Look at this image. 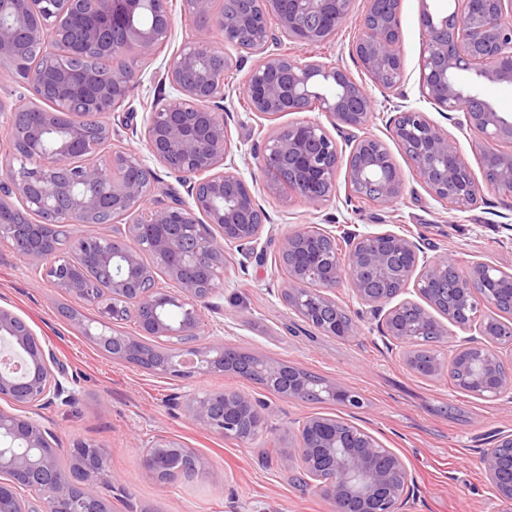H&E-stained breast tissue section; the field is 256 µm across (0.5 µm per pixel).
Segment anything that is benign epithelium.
<instances>
[{
	"instance_id": "obj_1",
	"label": "benign epithelium",
	"mask_w": 512,
	"mask_h": 512,
	"mask_svg": "<svg viewBox=\"0 0 512 512\" xmlns=\"http://www.w3.org/2000/svg\"><path fill=\"white\" fill-rule=\"evenodd\" d=\"M183 2L198 20L196 35L167 60L169 95L143 116L139 140L148 158L124 148L110 153L102 167L90 160L112 141V128L101 116L125 102L138 76L115 67L69 68L62 57L77 60L93 53L110 60L126 43L150 51L171 30L170 0H0V64L24 65L34 47L42 59L26 73L11 70L28 91L29 107L27 117L16 111L8 123L9 148L0 163V243L43 271L57 291L97 308L100 328L91 330L79 314L72 322L116 360L177 376L258 371L291 399L328 397L358 408L361 400L337 384L325 380L314 390L302 369L257 350L236 359V349L207 340L204 318L222 288L224 244L252 249L269 221L237 173L224 118V90L237 64L226 53L224 66L212 68L213 34L222 35L226 49L259 56L238 91L256 117L317 112L337 131L364 130L375 99L346 68L274 50L281 40L302 46L330 42L352 19L354 0H234L232 8L219 12L215 0ZM455 3L453 12L433 14L428 0H421L418 87L437 111L455 113L451 120L460 131L481 134L477 146L485 184L463 161L458 139L426 113L401 110L388 128L429 193L448 209L464 211L485 186L512 195V114L497 111L480 95L487 82L512 83V0ZM147 4L152 20L143 25L138 17ZM400 12L401 0H367L352 45L371 85L397 96L404 71ZM148 159L174 175L186 197L157 206L150 202L155 176ZM340 162L336 139L322 122L279 126L261 156L263 190L273 197L292 193L316 207L335 192ZM347 181L350 193L379 205H392L404 193L392 155L372 135L354 140ZM103 214L136 215L128 225L129 241L78 232L79 225ZM46 224L63 232L54 250L40 236ZM208 225L216 232L207 233ZM348 241L349 249L335 252L329 229L312 234L304 225L282 238L284 299L304 322L327 336L353 335L355 321H346L348 312L333 297L346 285L363 306L358 317H382L384 334L408 349L403 361L414 373L446 375L453 387L480 399L512 393V357L504 358L500 350L512 347V323L489 314L503 299L512 301V291L476 289L502 269L473 260L450 278L446 259L428 256L420 242L403 234L354 233ZM90 268L106 274V286H89ZM160 275L174 288L158 287ZM411 284L424 304L405 297ZM128 319L141 335L164 338L169 347H150L115 328ZM450 324L466 335H448ZM421 336L448 344L450 360L422 364L411 351ZM0 351L19 362L17 368L0 366V399L9 405L0 406V512H110L104 450L76 440L67 449L73 468H61L56 436L40 413L72 403L77 380L4 306ZM183 409L189 420L224 437L247 440L268 426L263 405L244 393L192 394ZM297 433L282 449L281 465L302 464L308 485L324 491L335 512H397L412 481L401 457L335 418L310 417ZM145 447L143 473L158 483L180 475L169 469L171 449L190 452L164 435ZM481 464L495 498L512 505V434L496 438Z\"/></svg>"
}]
</instances>
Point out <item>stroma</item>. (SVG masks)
Wrapping results in <instances>:
<instances>
[{
  "label": "stroma",
  "instance_id": "1",
  "mask_svg": "<svg viewBox=\"0 0 512 512\" xmlns=\"http://www.w3.org/2000/svg\"><path fill=\"white\" fill-rule=\"evenodd\" d=\"M365 7V0H354V20L334 40L311 47L285 41L280 52L333 60L357 81L366 82L351 54ZM400 22L405 102L422 107L443 129L454 131L452 121L419 100V0H402ZM192 31L181 0H174L170 37L152 52L139 53L136 88L119 109L104 117L114 140L139 148L132 128L161 91L158 80L165 61L189 42ZM225 104L231 139L242 147L236 156L238 171L247 179L260 176V156L275 124L299 121L303 115L286 114L279 122L261 125L237 95H230ZM392 110V103L377 98L367 132L385 142L399 167L405 184L401 200L386 207L351 196L341 170L336 173L335 193L317 207L295 198L259 195L272 222L250 257H243L236 246H225L223 288L205 312L215 341L256 349L272 361L335 381L363 397L362 408L332 400L288 399L233 372L180 378L113 360L58 310L65 303L91 320L97 316L96 308L52 288L26 259L0 243V305L25 319L56 360L77 377L75 403L45 411L46 425L62 448L59 459L67 461L66 450L76 440L107 448L112 512L132 507L138 512H334L330 499L301 484L296 470L280 464V451L288 447L298 421L314 414L352 422L403 459L414 487L399 512H508L487 484L481 457L494 434L512 431L511 401H486L453 388L447 379L428 380L411 373L401 361L399 347L382 336L374 321H359L357 334L348 338L325 336L303 322L283 299L286 283L279 243L302 224H320L338 235L349 229L396 231L416 237L428 255L456 266L479 258L512 272V232L503 227L504 218H512V197L488 189L466 211L448 210L428 192L391 139L387 121ZM223 390L248 393L266 405L267 429L241 442L192 423L178 406L183 395ZM159 435L192 448L207 476L167 484L146 479L141 448Z\"/></svg>",
  "mask_w": 512,
  "mask_h": 512
}]
</instances>
